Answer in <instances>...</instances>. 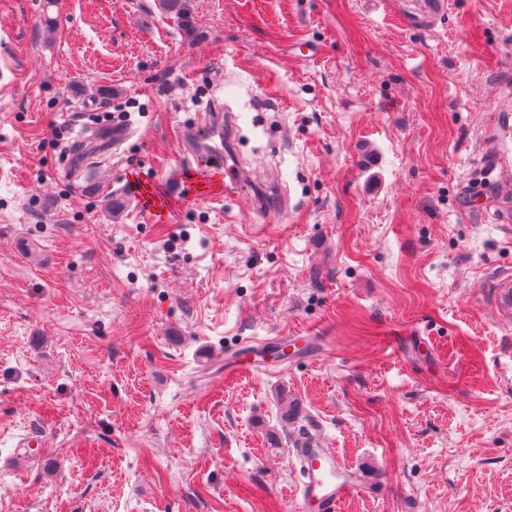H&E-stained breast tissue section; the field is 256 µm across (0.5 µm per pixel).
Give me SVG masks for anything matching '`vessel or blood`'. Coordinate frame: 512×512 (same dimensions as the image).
<instances>
[{
  "label": "vessel or blood",
  "mask_w": 512,
  "mask_h": 512,
  "mask_svg": "<svg viewBox=\"0 0 512 512\" xmlns=\"http://www.w3.org/2000/svg\"><path fill=\"white\" fill-rule=\"evenodd\" d=\"M180 140L187 165L197 167L202 188H209L216 173H223L225 196L238 195L246 176L224 143V115L216 113L205 125L182 128ZM494 307L499 314H512V277L502 275L489 282ZM302 479L297 489L301 512H342L350 498L366 493L373 481L360 470L344 463L335 449L310 441L294 448Z\"/></svg>",
  "instance_id": "1"
}]
</instances>
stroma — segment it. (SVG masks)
<instances>
[{
    "instance_id": "1",
    "label": "stroma",
    "mask_w": 512,
    "mask_h": 512,
    "mask_svg": "<svg viewBox=\"0 0 512 512\" xmlns=\"http://www.w3.org/2000/svg\"><path fill=\"white\" fill-rule=\"evenodd\" d=\"M432 2L0 0V512H296L305 439L342 512H512V0ZM217 105L280 208L181 171ZM487 288H494V307L501 315L512 314V279L511 275H502L488 282ZM293 453L301 466L297 489L301 511L341 512L348 499L366 493L376 483L344 463L335 449L322 448L313 440L293 448Z\"/></svg>"
}]
</instances>
